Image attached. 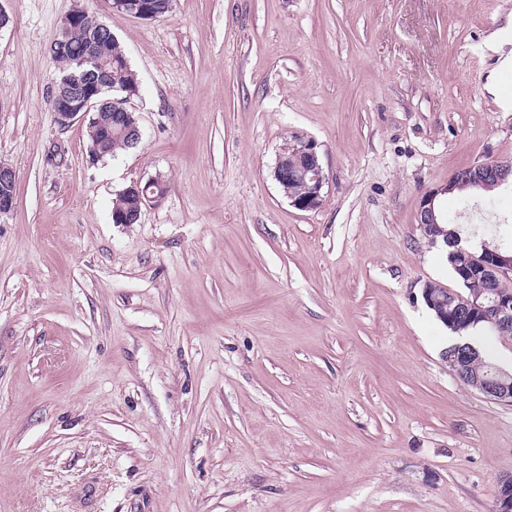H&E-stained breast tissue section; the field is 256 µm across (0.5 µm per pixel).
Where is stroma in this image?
Masks as SVG:
<instances>
[{
	"instance_id": "obj_1",
	"label": "stroma",
	"mask_w": 512,
	"mask_h": 512,
	"mask_svg": "<svg viewBox=\"0 0 512 512\" xmlns=\"http://www.w3.org/2000/svg\"><path fill=\"white\" fill-rule=\"evenodd\" d=\"M138 78L91 161L50 46L75 6ZM0 512H494L512 404L458 381L422 290L458 288L421 197L512 163V0H0ZM498 42H491L492 33ZM314 140L322 205L273 177ZM167 194L134 224L136 181ZM16 185V174L12 167L0 164V215L10 212L16 203L11 187Z\"/></svg>"
}]
</instances>
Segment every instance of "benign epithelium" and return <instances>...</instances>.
I'll list each match as a JSON object with an SVG mask.
<instances>
[{
	"mask_svg": "<svg viewBox=\"0 0 512 512\" xmlns=\"http://www.w3.org/2000/svg\"><path fill=\"white\" fill-rule=\"evenodd\" d=\"M80 27L86 30L87 35L82 59L88 66V72L94 75V80L88 84L62 80L55 85L49 98V107L55 122L62 128L86 117L91 123L95 121L89 114L99 108L100 93L107 86V75L112 65V58L98 53L100 43L112 40V32L97 18L89 16L88 11L68 14L62 21L59 36L65 39L72 30ZM288 149L298 155L299 164L288 167V154L281 153L277 156L273 177L280 185L293 180L310 183L309 192L299 196L290 195L288 200L299 210H314L322 205L326 181L317 144L311 139L297 137ZM15 185V171L1 163L0 215L10 212L15 206L16 195L11 190ZM132 189L140 195L144 205H157L165 196V183L159 176L150 178L145 189L140 188L138 183L132 185ZM447 191L446 186L431 191L419 202L418 224L432 246L440 243L448 245V232L440 226L439 208L435 204L437 196ZM477 269L486 281V288L465 297L446 287L426 286L422 290L424 304L444 321L448 320V307L453 305L469 325L483 321L499 333L512 329V293L500 288L501 282L512 279V254H505L496 246L485 245ZM446 360L457 380L472 385V389L490 400L512 403V374L508 371L489 363L488 370L482 376L472 378L473 365L483 362L481 352L474 344L468 341L455 344L446 352ZM496 505L497 512H512V475L500 480Z\"/></svg>",
	"mask_w": 512,
	"mask_h": 512,
	"instance_id": "7a95c632",
	"label": "benign epithelium"
}]
</instances>
